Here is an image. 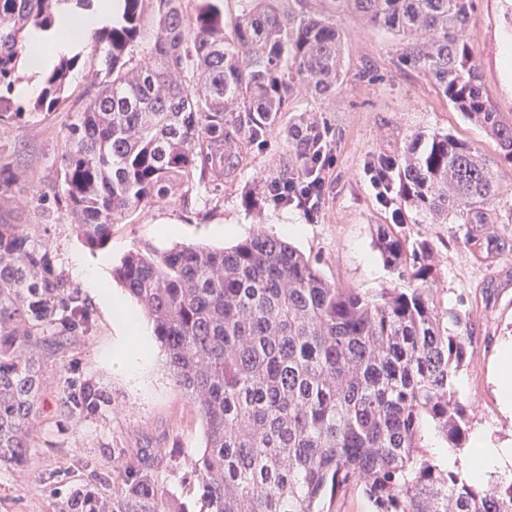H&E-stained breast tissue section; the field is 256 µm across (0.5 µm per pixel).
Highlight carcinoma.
Here are the masks:
<instances>
[{
    "mask_svg": "<svg viewBox=\"0 0 512 512\" xmlns=\"http://www.w3.org/2000/svg\"><path fill=\"white\" fill-rule=\"evenodd\" d=\"M94 0H0V122L52 112L63 101L79 55L44 75L28 109L12 97L31 29H51L64 11ZM112 21L90 35L100 68L88 103L69 128L61 197L77 235L106 247L112 227L138 208L198 181H222L242 148L295 126L288 162L304 173L325 142L317 121L289 115L296 86L320 95L343 82L344 36L284 0H119ZM372 26L407 39L401 59L426 71L440 93L484 129L498 149L489 160L468 142L434 133L393 158L404 208L376 225L377 249L405 288L366 294L331 284L317 262L286 241L257 232L229 248L135 247L113 278L153 327L165 365L188 398L204 445L191 467L202 512H336L360 491L371 512H512V472L484 485L448 468L425 445L433 429L462 448L469 414L455 378L464 365L466 317H443L431 292L433 245L402 231L418 224H468L469 247L494 261L490 215L494 165L512 164V119L483 90L466 38L478 0H334ZM150 45L141 63L134 50ZM88 310L57 271L50 247L21 224L0 223V464L19 465L31 448L30 422L42 386L40 351L65 346ZM96 412L87 390L71 400ZM107 493L99 478L56 501L57 512H179L147 469Z\"/></svg>",
    "mask_w": 512,
    "mask_h": 512,
    "instance_id": "obj_1",
    "label": "carcinoma"
}]
</instances>
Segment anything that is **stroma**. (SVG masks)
Returning a JSON list of instances; mask_svg holds the SVG:
<instances>
[{"label":"stroma","instance_id":"1","mask_svg":"<svg viewBox=\"0 0 512 512\" xmlns=\"http://www.w3.org/2000/svg\"><path fill=\"white\" fill-rule=\"evenodd\" d=\"M296 12L331 19L346 34L345 79L325 97L298 87L291 106L316 114L327 131L335 165L326 176L325 195L316 220L277 204L263 192L270 178L288 163V134L272 131L262 143L243 151L240 175L219 186L189 187L183 195L138 209L114 225L102 252L90 251L77 236L70 215L61 210V155L69 126L85 109L86 73L99 66L90 44H82L80 70L72 75L66 98L52 112L26 122H0V158L19 181L5 195L13 223L48 241L59 271L77 285L90 311L89 328L69 344L43 356V385L31 422L32 446L20 467L0 465V512H54L55 501L94 477L147 462L157 486L185 512H200L196 487L189 485L191 464L203 444V431L170 376L161 351L132 377L113 370L112 349L123 336L112 312L99 303L74 273L77 261L93 263L98 254L118 263L130 249H165L176 243L228 247L263 230L281 236L286 224L302 227L290 242L316 260L327 280L371 293L397 286L373 242V227L392 221L365 176L377 156H396L416 136L450 133L496 158L495 143L464 119L442 96L425 71L401 66L403 46L393 34L359 16L337 13L334 0H288ZM480 68L484 91L497 111L512 117V74L503 52L512 45V0H480L467 32ZM494 230L505 248L487 262L464 243V224L406 222L409 238L434 245L438 272L433 302L439 312L468 317L472 338L466 361L455 378L471 430L483 429L498 441L512 442V416L501 412L489 382V367L500 345L512 340V165L499 164ZM99 393L104 404L93 415L68 413L64 402L82 387Z\"/></svg>","mask_w":512,"mask_h":512}]
</instances>
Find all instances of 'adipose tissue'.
<instances>
[{
    "label": "adipose tissue",
    "mask_w": 512,
    "mask_h": 512,
    "mask_svg": "<svg viewBox=\"0 0 512 512\" xmlns=\"http://www.w3.org/2000/svg\"><path fill=\"white\" fill-rule=\"evenodd\" d=\"M116 8L115 0H97L93 11L75 15L62 12L58 15L54 31L43 33L30 31V52L26 64L30 72L40 73L48 69L55 58L79 47L87 32L110 19ZM102 263H77L75 272L84 286L90 288L101 304L108 307L117 327L126 335L141 339L137 352L117 347L112 353L111 363L118 370L134 372L145 363L151 346L143 341L144 328L130 305L114 294L106 281ZM464 467L476 476H485L512 466V445L496 442L485 430L475 431L470 441V451L463 461Z\"/></svg>",
    "instance_id": "obj_1"
}]
</instances>
